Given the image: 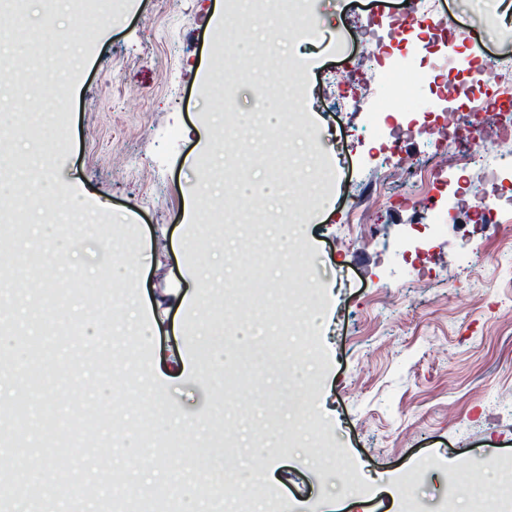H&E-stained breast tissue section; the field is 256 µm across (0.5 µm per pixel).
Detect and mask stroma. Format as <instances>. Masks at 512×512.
<instances>
[{"label":"stroma","instance_id":"obj_1","mask_svg":"<svg viewBox=\"0 0 512 512\" xmlns=\"http://www.w3.org/2000/svg\"><path fill=\"white\" fill-rule=\"evenodd\" d=\"M224 4L106 0L109 15L85 21L25 0L44 34L35 45L18 44L0 14V72L21 71L0 82L11 102L0 216L19 215L22 229L0 234V485L23 488L0 512H35V491L70 470L80 482L53 512H102L128 488L211 512L229 473L248 512L273 501L321 512L328 497L341 512H400L408 488L440 512L452 471L455 512H472L469 489L493 488L496 460L512 457V223L494 237L459 212L452 170L425 185L431 211L408 179L386 185L371 224L356 227L349 209L369 207L383 172L430 157L404 131L447 111L453 83L497 121L480 73L512 56V0H439L470 62L451 82L415 50L400 0H313L309 47L276 19L250 23L243 0ZM219 50L229 73L214 68ZM396 68L421 79L381 92ZM340 70L354 83L337 84ZM59 83L71 93L48 98ZM262 83L276 95L256 99ZM43 161L52 178L17 212ZM289 213L303 231L284 250L274 227ZM129 238V263L113 265ZM462 242L474 268L448 263ZM30 278L40 298L27 296ZM311 291L327 325L301 309ZM143 367L154 380L114 411V372ZM24 394L18 449L10 412ZM83 405L96 421L80 420ZM94 434L115 448L92 447Z\"/></svg>","mask_w":512,"mask_h":512}]
</instances>
